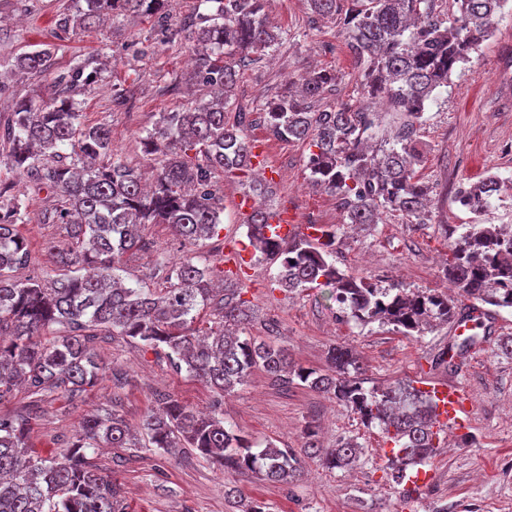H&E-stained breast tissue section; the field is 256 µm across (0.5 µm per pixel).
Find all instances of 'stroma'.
Masks as SVG:
<instances>
[{"mask_svg":"<svg viewBox=\"0 0 512 512\" xmlns=\"http://www.w3.org/2000/svg\"><path fill=\"white\" fill-rule=\"evenodd\" d=\"M84 5L85 0H0V118L19 100L45 99L55 72L92 59L102 65L96 82L78 84L73 92L83 121L108 123L114 154L131 166L149 168L141 145L145 130L152 128L158 113L182 111L207 90H190L187 77L193 60L187 45L166 42L151 19L130 14L117 23L94 20L61 30L60 14L78 15ZM264 11L280 30L282 43L245 61L235 90L238 104H260L315 66L341 77L340 101L358 103L357 69L335 21H312L307 0H265ZM46 45L54 52L52 71L27 74L13 68L14 57ZM426 118L419 171L433 186L436 200L423 223L389 212L371 227L340 232L342 213L335 197L308 183V144L274 139L257 125L249 131L250 141L267 148L268 160L248 173L219 178L225 234L206 241L202 252L220 258L229 239L246 241L247 226L234 199L250 193L266 208L287 210L298 223L338 230L337 266L377 286L399 280L412 289L441 287L439 260L448 250L445 225L475 220L456 202V190L490 173L512 179L511 17L499 22L492 37L453 74L448 88L438 91ZM0 180L13 183V193L26 210L19 231L38 260L31 275L56 277L50 252L67 237L62 225L45 221L44 215L60 207V197L37 188L31 175L2 166ZM147 236L153 251L131 258L122 278L126 284L155 289L162 285L152 275L156 253L177 259L187 248L165 224L149 225ZM280 269L279 263L256 252L246 268L226 276L228 283L247 288L245 298L254 317L250 335L287 348L289 357L306 367L323 366L330 345H353L371 387L394 380L464 385L475 397L469 414L473 443L441 449L431 465L434 481L412 493L387 469L390 448L378 430L365 428L330 395L301 387L283 392L257 371L225 396L227 423L254 441L297 449L302 429L311 421L320 429L323 447L356 439L365 463L350 471H330L312 460L308 476L290 487L254 476L233 481L264 502L268 512H512V310L484 318L473 352L447 369L435 360L459 343L453 326L413 337L389 325L362 328L339 321L335 302L325 301L323 291L291 294L279 288L275 277ZM96 351L102 362L121 367L125 380L117 386L111 376H104L76 399L59 392L49 395L31 434L40 454L63 453L81 418L111 408L116 398L122 415L133 424L161 393L200 411L209 410L217 399L210 388L173 371L141 343L116 338L100 343ZM118 454V449H105L96 462L122 481L130 512H231L224 499V486L231 480L203 459L141 450L119 464Z\"/></svg>","mask_w":512,"mask_h":512,"instance_id":"obj_1","label":"stroma"}]
</instances>
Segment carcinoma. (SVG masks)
<instances>
[{
	"instance_id": "obj_1",
	"label": "carcinoma",
	"mask_w": 512,
	"mask_h": 512,
	"mask_svg": "<svg viewBox=\"0 0 512 512\" xmlns=\"http://www.w3.org/2000/svg\"><path fill=\"white\" fill-rule=\"evenodd\" d=\"M216 12L173 26L166 0H86L83 19L127 13L153 19L159 32L192 45L196 65L189 80L218 90V95L181 112H160L141 138L144 153L164 150L154 183L112 154L109 126L81 123L69 92L74 84L95 81L98 68L78 61L57 74L50 96L37 103L22 100L0 125V157L9 170L28 171L62 199L55 222L65 225L73 247L57 252L59 264L87 275L44 282L19 280L14 272L35 262L18 230L21 205H0V400L24 385L32 401L21 414L0 416V512H128L123 483L104 476L90 450L156 448L165 453L188 449L224 473L255 474L290 485L316 458L327 470L362 464L361 445L344 439L336 447L319 445L309 424L301 450L273 442L253 447L224 423L216 405L197 412L169 394L159 397L142 421L148 442L135 441L118 401L103 414L83 418L62 458L28 454L31 421L42 396L70 397L93 387L106 368L95 347L102 336L137 340L162 356L175 371H186L218 395H228L253 371L271 384L300 385L330 393L377 428L396 451L387 458L395 476L411 463L431 462L436 448V411L426 392L397 381L384 388L364 387L355 351L334 344L324 368L295 364L286 349L249 335L251 321L243 288L227 290L215 282L210 257L188 253L177 261L157 253L154 275L166 288L156 294L123 283L116 271L135 252L147 248L142 229L167 224L195 245L218 235L224 207L215 178L235 176L251 167L248 130L262 124L278 140L306 142L309 180L335 196L344 224L377 223L382 212H399L420 224L433 186L415 169L421 162L419 133L436 91L448 87L459 65L488 40L509 0H309L313 14L339 20L345 45L361 71V101L355 108L338 100V75L310 71L298 91L286 90L254 108H236L238 65L252 53L279 44L280 34L263 13V0H214ZM48 48L20 54L14 66L27 73L51 69ZM388 100L397 119L392 132L382 128L373 100ZM258 118H252V114ZM70 148V153L63 149ZM504 180L489 174L463 191L476 222L449 228L448 263L441 278L457 292L484 306L512 309V232L506 224H487L485 216ZM267 208L247 219L253 248L281 270L277 283L289 293L324 286L346 320L366 326L392 325L406 336L456 317L453 301L432 288L409 289L400 283L379 288L351 270L336 266V233L290 241L266 234ZM211 324L198 327L201 313ZM54 332L50 342L43 333Z\"/></svg>"
}]
</instances>
